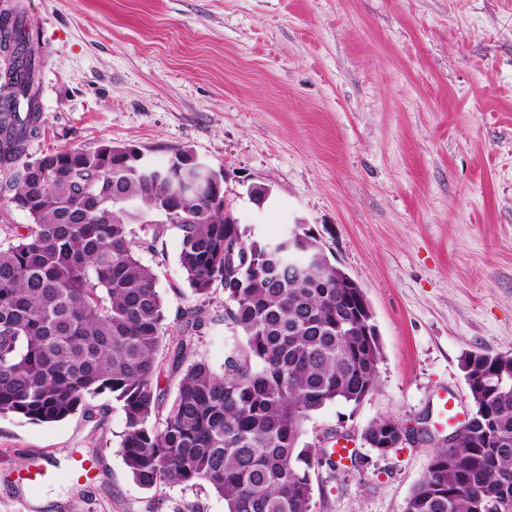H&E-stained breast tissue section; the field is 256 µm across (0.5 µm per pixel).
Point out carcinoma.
Segmentation results:
<instances>
[{
    "label": "carcinoma",
    "mask_w": 512,
    "mask_h": 512,
    "mask_svg": "<svg viewBox=\"0 0 512 512\" xmlns=\"http://www.w3.org/2000/svg\"><path fill=\"white\" fill-rule=\"evenodd\" d=\"M7 37L23 54L0 80V167L11 170L6 203L30 223L6 225L11 240L0 247V415L102 421L107 410L92 400L110 393L125 416L120 452L140 486L204 483L226 512H313L310 471L336 468V451L303 442L306 421L329 403L359 405L382 358L379 338L356 326L354 290L336 287L326 261L298 278L268 240L224 223L222 169L184 197L185 175L115 167L110 144L15 166L41 131L40 56L22 15L0 26V43ZM167 206L169 223H141ZM170 228L193 295L228 285L223 319L233 336L218 374L194 358L206 306L183 313L168 346L177 392L163 414L154 378L167 315L139 252H157ZM226 230L239 244L232 263ZM461 368L468 381L486 379L470 390L459 439L434 450L405 512H512V356L467 353ZM403 430L379 420L362 439L379 452Z\"/></svg>",
    "instance_id": "1"
}]
</instances>
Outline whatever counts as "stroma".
<instances>
[{
    "mask_svg": "<svg viewBox=\"0 0 512 512\" xmlns=\"http://www.w3.org/2000/svg\"><path fill=\"white\" fill-rule=\"evenodd\" d=\"M39 39L42 132L29 158L103 143L153 164L191 151L223 169L225 199L265 239L315 233L361 286L382 359L358 406L312 413L305 442L349 434L361 462L312 472L313 512H404L448 430L440 399L470 412L468 352L512 355V0H0ZM272 190L264 207L251 184ZM168 231L155 270L169 329L198 302ZM198 358L224 369V291ZM104 423L0 416V512H225L207 485L139 486ZM389 418L414 443L381 454L361 437ZM96 456L85 485L16 481L33 457Z\"/></svg>",
    "mask_w": 512,
    "mask_h": 512,
    "instance_id": "1",
    "label": "stroma"
}]
</instances>
